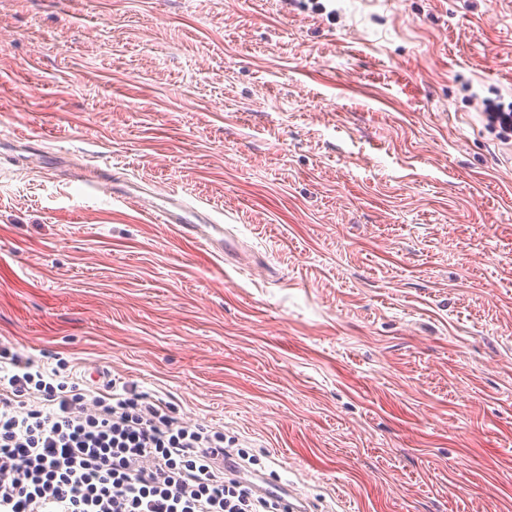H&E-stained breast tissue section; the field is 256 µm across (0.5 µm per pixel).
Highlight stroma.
<instances>
[{
    "instance_id": "35a3bbf8",
    "label": "stroma",
    "mask_w": 512,
    "mask_h": 512,
    "mask_svg": "<svg viewBox=\"0 0 512 512\" xmlns=\"http://www.w3.org/2000/svg\"><path fill=\"white\" fill-rule=\"evenodd\" d=\"M488 100L512 0H0V345L223 430L309 512H512ZM166 198L165 206L153 205L148 213L157 214L159 221L163 224H176L183 235L201 239L205 241L206 246L217 243L223 253L224 227L221 224H216L213 221L212 224L206 225L207 230H205L202 225L195 221L198 220L201 223L194 211L186 210L182 203L176 202L171 197ZM191 217L195 220L191 219Z\"/></svg>"
}]
</instances>
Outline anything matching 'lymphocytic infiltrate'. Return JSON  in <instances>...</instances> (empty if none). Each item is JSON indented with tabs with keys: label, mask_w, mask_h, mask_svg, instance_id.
I'll return each mask as SVG.
<instances>
[{
	"label": "lymphocytic infiltrate",
	"mask_w": 512,
	"mask_h": 512,
	"mask_svg": "<svg viewBox=\"0 0 512 512\" xmlns=\"http://www.w3.org/2000/svg\"><path fill=\"white\" fill-rule=\"evenodd\" d=\"M69 368L0 348V512H290L237 477L223 431Z\"/></svg>",
	"instance_id": "obj_1"
}]
</instances>
